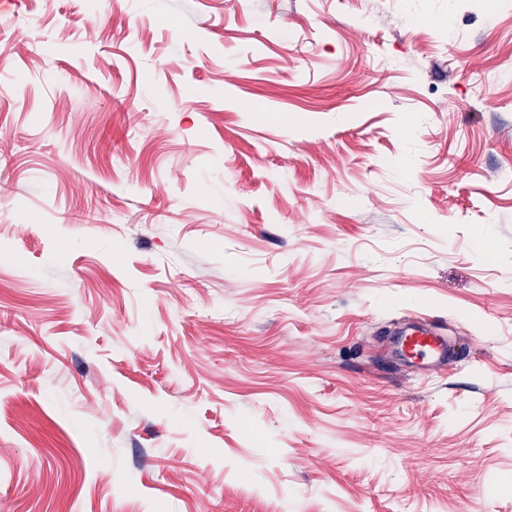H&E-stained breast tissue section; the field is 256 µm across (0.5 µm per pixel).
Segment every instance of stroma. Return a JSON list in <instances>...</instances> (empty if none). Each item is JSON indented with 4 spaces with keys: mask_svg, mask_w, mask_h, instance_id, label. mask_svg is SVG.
Here are the masks:
<instances>
[{
    "mask_svg": "<svg viewBox=\"0 0 512 512\" xmlns=\"http://www.w3.org/2000/svg\"><path fill=\"white\" fill-rule=\"evenodd\" d=\"M505 66L502 0L0 10V512H512ZM402 360L408 364H422L436 372L447 362L451 347L444 336L427 327H417L404 333L398 344Z\"/></svg>",
    "mask_w": 512,
    "mask_h": 512,
    "instance_id": "stroma-1",
    "label": "stroma"
}]
</instances>
